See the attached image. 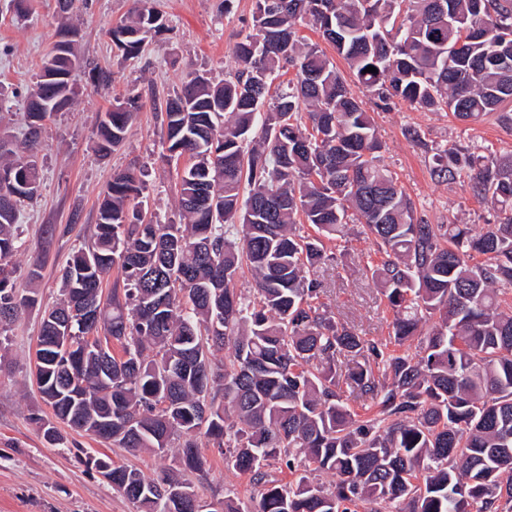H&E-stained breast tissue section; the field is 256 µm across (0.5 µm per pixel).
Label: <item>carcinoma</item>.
<instances>
[{
    "label": "carcinoma",
    "mask_w": 512,
    "mask_h": 512,
    "mask_svg": "<svg viewBox=\"0 0 512 512\" xmlns=\"http://www.w3.org/2000/svg\"><path fill=\"white\" fill-rule=\"evenodd\" d=\"M109 36L123 56L168 30L149 0ZM58 0L56 41L26 95L21 146H0V328L36 304L8 260L13 227L39 186L41 122L72 105L82 66ZM307 23L346 60L381 108L396 101L462 121L492 112L512 127V0H255L232 48L233 76L199 74L151 90L177 172L181 222L142 216L136 169L112 176L94 240L60 276L44 312L35 376L54 415L77 433L164 454L204 476V435L224 465L259 488L256 512H512V153L432 149V174L471 176L493 206L485 232L432 224L382 169L370 112L332 62L298 36ZM372 66L376 72L369 73ZM296 81L269 97L273 77ZM140 98L105 112L98 152L124 143ZM317 236L296 232V217ZM383 255L367 274L394 311L385 341L362 336L320 302L321 238L348 224ZM253 298L238 294L243 267ZM122 272L106 304L101 285ZM102 305L84 320L82 305ZM120 354L102 348L99 331ZM417 342V351L403 350ZM228 350L224 367L213 351ZM346 384L377 408L360 417ZM295 476L285 483L273 466ZM108 469L139 512H191L192 483ZM335 477L325 487L317 474Z\"/></svg>",
    "instance_id": "carcinoma-1"
}]
</instances>
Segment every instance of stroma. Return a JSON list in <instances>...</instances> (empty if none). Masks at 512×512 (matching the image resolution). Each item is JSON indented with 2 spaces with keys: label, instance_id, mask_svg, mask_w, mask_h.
I'll use <instances>...</instances> for the list:
<instances>
[{
  "label": "stroma",
  "instance_id": "stroma-1",
  "mask_svg": "<svg viewBox=\"0 0 512 512\" xmlns=\"http://www.w3.org/2000/svg\"><path fill=\"white\" fill-rule=\"evenodd\" d=\"M254 4L255 0H234L227 9L222 0H152L169 30L149 41L140 57L128 59L113 47L107 32L127 17L132 0H76L81 52L111 72L112 81L98 87L78 77L73 104L47 119L39 190L24 205L15 226L20 248L10 264L18 276L34 269L39 277L33 284L36 304L0 332L7 338L0 346V512H137L134 503L101 478L94 459H110L113 466L135 468L150 478L173 469L171 457L132 452L80 435L58 420L37 388L35 351L45 310L62 300L60 273L75 250L91 243L99 204L114 172L131 165L143 170L148 218L162 224L179 219L176 163L169 158L159 119L151 108H144L124 145L103 158L95 143L105 111L115 101L153 88L179 89L197 73L218 79L234 73L237 64L231 49L249 30ZM56 11V0H31V14L22 19L10 9L9 0H0V88L10 99L9 110L0 112V134L15 142L25 129V93L52 48ZM299 34L325 52L352 93L373 112L383 144L380 163L397 178L417 212L433 224L451 220L483 232L493 218L490 204L472 195L468 175L452 184L434 178L424 147L457 144L503 155L512 153V129L493 113L477 122H462L451 113L405 102L379 108L315 29L303 24ZM410 127L420 131L424 146L406 137ZM326 249L331 260L318 270L327 285L322 302L360 335L387 338L394 312L363 274L366 266L381 259L376 242L352 225L344 236L328 241ZM46 425L54 427L57 440L44 436ZM200 451L208 462L207 477L187 476L198 495L217 501L231 489L249 501L254 488L248 476L225 469L223 456L211 444H202Z\"/></svg>",
  "mask_w": 512,
  "mask_h": 512
}]
</instances>
